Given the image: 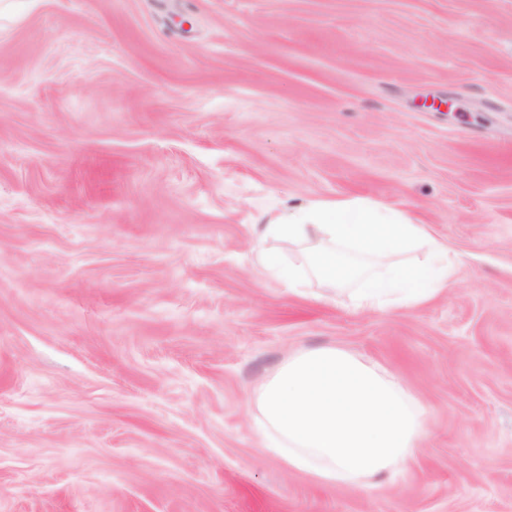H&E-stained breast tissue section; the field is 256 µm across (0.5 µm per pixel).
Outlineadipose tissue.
<instances>
[{"instance_id": "1", "label": "adipose tissue", "mask_w": 512, "mask_h": 512, "mask_svg": "<svg viewBox=\"0 0 512 512\" xmlns=\"http://www.w3.org/2000/svg\"><path fill=\"white\" fill-rule=\"evenodd\" d=\"M292 247L291 256L269 242ZM262 269L288 288L358 312L411 308L452 282L457 260L404 211L363 198L317 201L261 225ZM283 440L276 454L316 483L365 487L399 470L426 436V410L380 370L336 347L288 357L251 395Z\"/></svg>"}]
</instances>
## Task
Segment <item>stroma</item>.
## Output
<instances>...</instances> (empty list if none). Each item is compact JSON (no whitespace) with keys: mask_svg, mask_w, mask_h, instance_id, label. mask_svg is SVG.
Masks as SVG:
<instances>
[{"mask_svg":"<svg viewBox=\"0 0 512 512\" xmlns=\"http://www.w3.org/2000/svg\"><path fill=\"white\" fill-rule=\"evenodd\" d=\"M461 262L356 312L258 268L316 200ZM336 346L428 411L325 488L249 391ZM0 512H512V0H0Z\"/></svg>","mask_w":512,"mask_h":512,"instance_id":"1","label":"stroma"}]
</instances>
